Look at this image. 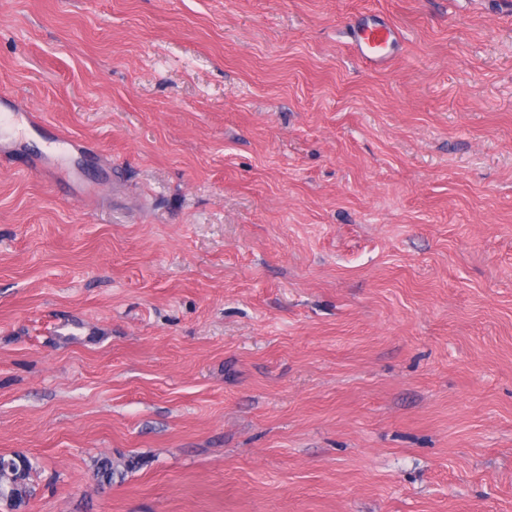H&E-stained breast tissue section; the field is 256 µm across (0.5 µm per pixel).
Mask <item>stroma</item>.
<instances>
[{
	"label": "stroma",
	"mask_w": 512,
	"mask_h": 512,
	"mask_svg": "<svg viewBox=\"0 0 512 512\" xmlns=\"http://www.w3.org/2000/svg\"><path fill=\"white\" fill-rule=\"evenodd\" d=\"M1 94L25 512H512V0H0ZM352 43L359 55L372 62H384L398 42L395 27L374 21H361L353 26ZM138 464L135 458L116 462L110 457L102 456L94 460L93 475L99 483L111 485L116 479L123 480L125 473Z\"/></svg>",
	"instance_id": "1"
}]
</instances>
